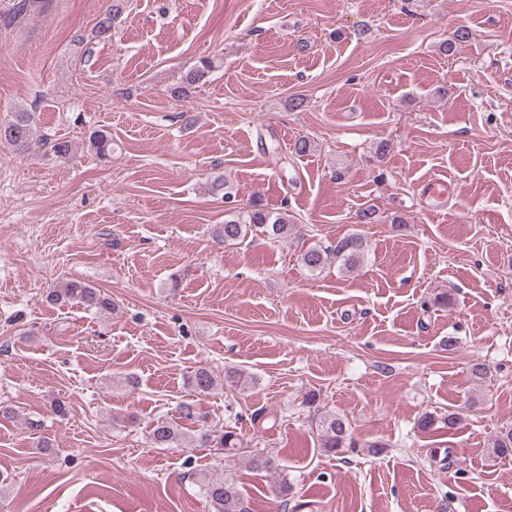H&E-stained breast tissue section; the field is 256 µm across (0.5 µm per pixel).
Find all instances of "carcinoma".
<instances>
[{
	"instance_id": "cac0c4a2",
	"label": "carcinoma",
	"mask_w": 512,
	"mask_h": 512,
	"mask_svg": "<svg viewBox=\"0 0 512 512\" xmlns=\"http://www.w3.org/2000/svg\"><path fill=\"white\" fill-rule=\"evenodd\" d=\"M53 0H0V22L6 26L13 25L18 18L30 13L49 11ZM125 0H110V4L98 22V33L102 36L112 32L122 21ZM215 68L214 61L208 57L200 58L184 76L179 85L172 89V94L186 96L191 90L205 84ZM35 113L21 109L13 113L12 118L0 124V144L16 151H26L34 145ZM88 149L101 160L112 159V133L97 128L89 132L86 140ZM42 145L54 158L65 163L72 157V145L66 140H45ZM212 191L223 193L224 202L230 204L224 224L217 229V237L228 245L243 242L248 235H261L269 239L282 240L288 238L291 225L288 214H273L257 205L241 211L233 206L235 195L228 182L218 177L212 182ZM366 240L359 234L342 237L325 246L313 244L299 255L302 266L311 273L322 271L330 259H335L344 269H355L364 257ZM46 300L52 305L76 303L88 311L95 313L112 312V297L103 290L80 280L61 282L49 289ZM190 394L177 406L178 419L159 418L151 425L149 442L155 448H176L187 439L186 425L196 424L205 419L197 403V397L204 396L216 386V378L206 367L194 369L187 378ZM319 439L321 447L334 451L345 446H355L351 440L350 429L346 420L335 414L325 415L319 420ZM202 446L214 443L222 451L240 447V440L234 427L225 425L210 436L200 434ZM494 453L500 457L512 456V428L500 434L494 444ZM200 490L208 503L210 512H250L237 483L234 479H211L206 476L200 479Z\"/></svg>"
}]
</instances>
